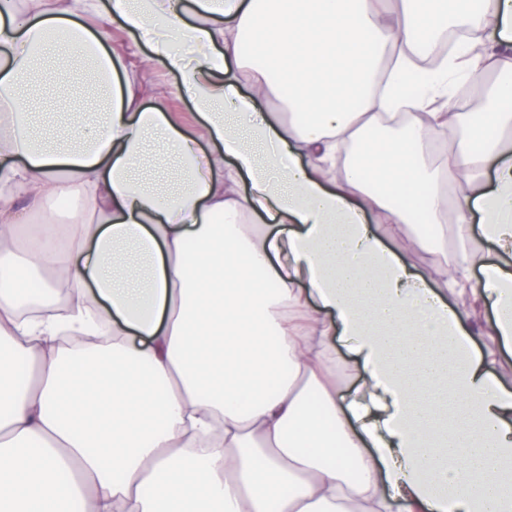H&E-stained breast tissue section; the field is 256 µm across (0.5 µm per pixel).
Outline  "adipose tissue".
Returning a JSON list of instances; mask_svg holds the SVG:
<instances>
[{
  "instance_id": "ef3b65f1",
  "label": "adipose tissue",
  "mask_w": 512,
  "mask_h": 512,
  "mask_svg": "<svg viewBox=\"0 0 512 512\" xmlns=\"http://www.w3.org/2000/svg\"><path fill=\"white\" fill-rule=\"evenodd\" d=\"M91 14L151 35L200 136L137 105ZM452 26L473 38L444 58ZM55 39L101 91L41 119L34 80L71 94ZM493 68L512 0H0V512H512V392L399 243L452 293L481 264L512 348V268L447 247L452 182L512 257V80L468 138L454 110ZM333 349L336 360L340 362L344 373V378H339L336 384V389L339 391L341 396L349 397L357 384L359 367L353 357L349 354L348 346L340 336H336V340L334 339Z\"/></svg>"
}]
</instances>
